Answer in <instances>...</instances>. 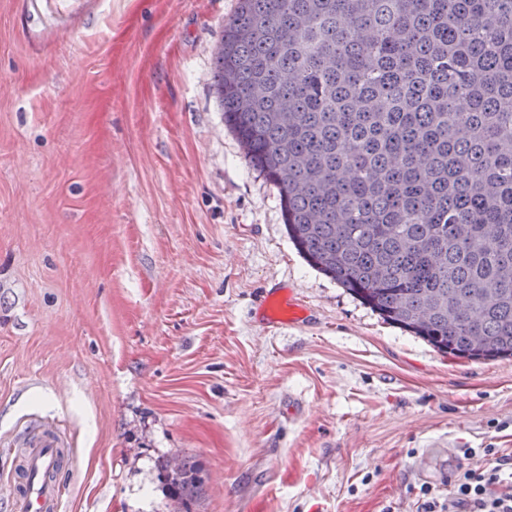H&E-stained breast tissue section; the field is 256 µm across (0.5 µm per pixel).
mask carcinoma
Returning a JSON list of instances; mask_svg holds the SVG:
<instances>
[{"label": "carcinoma", "instance_id": "obj_1", "mask_svg": "<svg viewBox=\"0 0 512 512\" xmlns=\"http://www.w3.org/2000/svg\"><path fill=\"white\" fill-rule=\"evenodd\" d=\"M222 42L224 124L307 262L443 353L511 360L512 0H239Z\"/></svg>", "mask_w": 512, "mask_h": 512}]
</instances>
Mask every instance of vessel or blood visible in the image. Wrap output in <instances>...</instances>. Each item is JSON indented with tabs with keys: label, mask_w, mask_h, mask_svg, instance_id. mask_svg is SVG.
<instances>
[{
	"label": "vessel or blood",
	"mask_w": 512,
	"mask_h": 512,
	"mask_svg": "<svg viewBox=\"0 0 512 512\" xmlns=\"http://www.w3.org/2000/svg\"><path fill=\"white\" fill-rule=\"evenodd\" d=\"M267 320L282 324L300 322L303 309L279 290L266 292L257 305ZM63 443L57 434L43 429L22 442L26 476L8 501L9 512H61L62 486L58 479Z\"/></svg>",
	"instance_id": "1"
}]
</instances>
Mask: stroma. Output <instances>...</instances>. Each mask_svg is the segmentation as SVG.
Listing matches in <instances>:
<instances>
[{"instance_id":"stroma-1","label":"stroma","mask_w":512,"mask_h":512,"mask_svg":"<svg viewBox=\"0 0 512 512\" xmlns=\"http://www.w3.org/2000/svg\"><path fill=\"white\" fill-rule=\"evenodd\" d=\"M237 2L0 0V445L58 430L61 512H416L512 459V361L438 351L298 252L212 85ZM273 288L302 323L256 316ZM198 468L184 459L167 462L164 477L172 493L181 499L191 498L201 485Z\"/></svg>"}]
</instances>
